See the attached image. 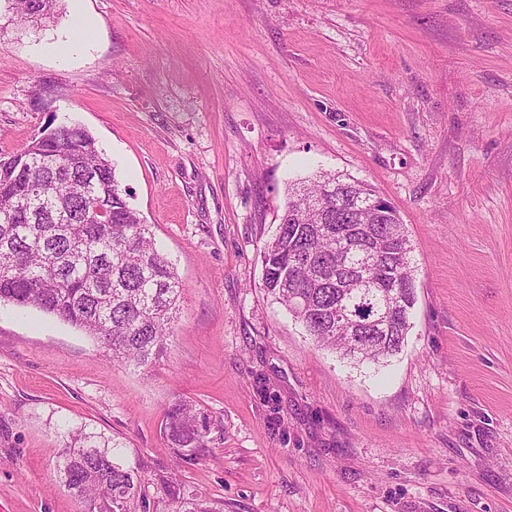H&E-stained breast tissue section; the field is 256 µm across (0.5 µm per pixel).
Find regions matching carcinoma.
<instances>
[{"label": "carcinoma", "instance_id": "obj_1", "mask_svg": "<svg viewBox=\"0 0 512 512\" xmlns=\"http://www.w3.org/2000/svg\"><path fill=\"white\" fill-rule=\"evenodd\" d=\"M60 0H7L25 23L54 15ZM0 179V302L34 307L100 343L114 363L149 370L167 349L177 318L180 282L156 248L151 225L127 201L112 161L85 128L60 127L6 158ZM340 176L320 171L288 187L276 233L261 249L262 281L274 300L302 324L313 344L354 364H385L412 329L416 288L412 247L397 210H376L378 253L367 266L371 293L347 288L338 239L362 213L336 204ZM404 298L384 329H373L384 292ZM210 427L195 405L176 401L164 435L176 460L188 463L207 447ZM59 472L89 512H224V504L187 495L159 479L156 501L145 478L123 467L106 440L69 433Z\"/></svg>", "mask_w": 512, "mask_h": 512}]
</instances>
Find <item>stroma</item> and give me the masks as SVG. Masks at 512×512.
<instances>
[{
	"mask_svg": "<svg viewBox=\"0 0 512 512\" xmlns=\"http://www.w3.org/2000/svg\"><path fill=\"white\" fill-rule=\"evenodd\" d=\"M93 27L69 45L76 14ZM79 125L182 290L147 371L0 303V512H82L67 433L224 512H512V0H0V158ZM371 185L412 246L403 351L313 345L262 284L289 182ZM210 423L176 465L164 410ZM9 10L25 23H36L39 15L40 22L54 15L56 5L60 0H7Z\"/></svg>",
	"mask_w": 512,
	"mask_h": 512,
	"instance_id": "1",
	"label": "stroma"
}]
</instances>
